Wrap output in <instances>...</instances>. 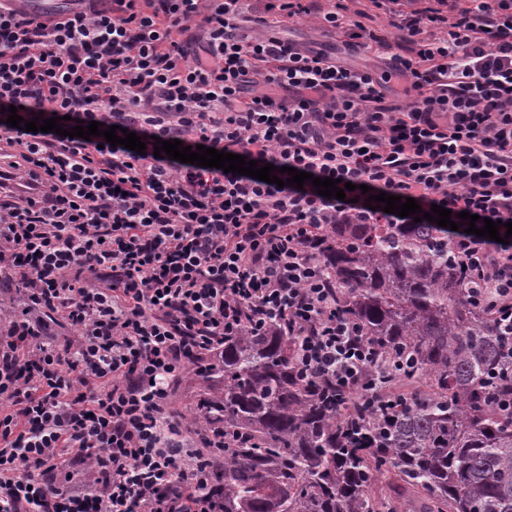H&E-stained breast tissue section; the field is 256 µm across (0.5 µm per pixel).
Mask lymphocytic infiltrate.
<instances>
[{
  "mask_svg": "<svg viewBox=\"0 0 512 512\" xmlns=\"http://www.w3.org/2000/svg\"><path fill=\"white\" fill-rule=\"evenodd\" d=\"M77 2L38 24L0 7V108L118 125L146 149L0 122V283L24 287L21 311L0 306V512H221L209 465L229 436L176 409L175 387L246 326L295 336L345 444L379 447L400 358L340 311L322 232L399 223L367 207L382 192L512 223V0H370L391 39L344 0ZM298 18L385 69L285 38ZM158 138L355 189L157 158ZM450 237L475 303L511 326L512 243Z\"/></svg>",
  "mask_w": 512,
  "mask_h": 512,
  "instance_id": "obj_1",
  "label": "lymphocytic infiltrate"
}]
</instances>
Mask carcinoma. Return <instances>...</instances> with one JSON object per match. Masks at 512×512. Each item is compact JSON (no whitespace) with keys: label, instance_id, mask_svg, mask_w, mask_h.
I'll return each instance as SVG.
<instances>
[{"label":"carcinoma","instance_id":"carcinoma-1","mask_svg":"<svg viewBox=\"0 0 512 512\" xmlns=\"http://www.w3.org/2000/svg\"><path fill=\"white\" fill-rule=\"evenodd\" d=\"M325 262L339 305L370 344L411 359L427 394L400 406L380 448H348L335 397L298 378L294 338L274 325L224 338L198 370L219 383L195 412L235 435L216 484L223 512H374L394 472L424 512H512V339L472 300L448 235L432 224H335Z\"/></svg>","mask_w":512,"mask_h":512}]
</instances>
